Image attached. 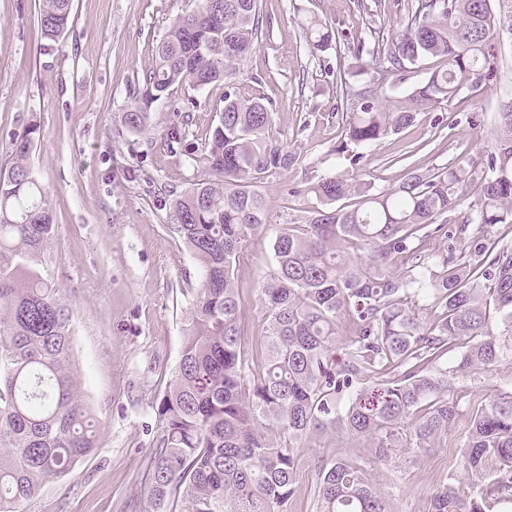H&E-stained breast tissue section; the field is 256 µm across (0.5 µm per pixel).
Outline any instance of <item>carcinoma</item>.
Listing matches in <instances>:
<instances>
[{
  "label": "carcinoma",
  "mask_w": 512,
  "mask_h": 512,
  "mask_svg": "<svg viewBox=\"0 0 512 512\" xmlns=\"http://www.w3.org/2000/svg\"><path fill=\"white\" fill-rule=\"evenodd\" d=\"M400 28L368 27L357 45L314 15L303 23L311 56L336 55V98L349 114L338 152L352 167L361 149L411 125L426 109L471 93L498 73L497 36L512 0H407ZM262 0H198L169 20L143 83L130 90L124 126L138 132L155 105L180 90L224 82V108L212 121L201 161L220 177L200 180L170 200L172 231L199 266L187 334L157 414L159 438L148 463L147 512H285L295 492L290 453L315 430L370 442L386 458L396 448L428 451L461 416L459 377L512 353L491 318L512 333V246L471 241L469 268L425 248L465 193L482 199L479 223L512 224V104L499 113L487 165L456 160L433 173L412 171L397 188L372 192L348 173L309 181L293 195L316 200L304 224H287L272 243L275 269L261 288L266 310L259 362L245 349L237 264L268 223L256 186L299 157L270 135L261 82L241 66L261 36ZM72 0H41L44 38L69 27ZM439 65L408 93L405 73ZM195 99L166 133L179 145ZM32 131L12 143L0 169V512H19L43 485L99 445L84 405L69 313L42 266L55 233L46 188L26 162ZM358 195V207L339 201ZM434 310L427 323L415 317ZM351 339L336 355L342 321ZM462 351L448 370L440 362ZM462 471L470 492L448 485L434 512H512V391L466 412ZM282 431L288 442L273 433ZM316 512H392L389 498L346 459L318 461Z\"/></svg>",
  "instance_id": "cac0c4a2"
}]
</instances>
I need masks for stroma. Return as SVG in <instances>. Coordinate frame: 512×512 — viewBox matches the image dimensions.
<instances>
[{
    "mask_svg": "<svg viewBox=\"0 0 512 512\" xmlns=\"http://www.w3.org/2000/svg\"><path fill=\"white\" fill-rule=\"evenodd\" d=\"M40 0H0V166L11 139L34 128L28 162L50 191L56 231L43 263L72 313L74 359L84 400L100 427L99 446L67 475L45 485L22 512H147V464L160 435L157 407L178 363L197 263L171 229L168 200L210 172L196 158L224 97L223 83L198 94L195 123L168 147L181 120L174 103L157 105L144 132L123 125L129 90L152 62L169 18L194 0H73L72 22L55 41L43 38ZM404 0H263L262 36L244 66L273 108L272 134L299 158L267 177L259 190L269 223L235 271L245 300L244 333L261 353L265 309L260 288L274 260L271 242L285 224L305 223L310 201L290 196L308 181L352 171L374 191L398 187L408 173L460 158L484 162L491 131L512 100V38L498 45L503 65L473 101L456 97L418 114L401 133L382 139L357 169L336 152L345 112L336 108L335 55L309 53L301 22L318 14L347 42L368 22L388 30L402 22ZM480 225L450 214L429 241L430 262L470 261ZM512 389V358L460 382L461 404L492 401ZM458 418L441 447L394 449L375 460L366 440L313 432L297 445L295 492L286 512H316L320 456L362 465L371 483L392 492L395 512H434L435 497L460 469Z\"/></svg>",
    "mask_w": 512,
    "mask_h": 512,
    "instance_id": "obj_1",
    "label": "stroma"
}]
</instances>
